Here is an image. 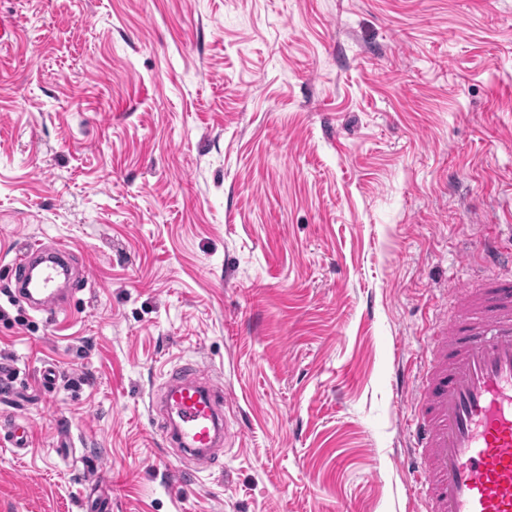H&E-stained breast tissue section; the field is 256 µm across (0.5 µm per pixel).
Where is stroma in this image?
I'll return each instance as SVG.
<instances>
[{"label":"stroma","instance_id":"stroma-1","mask_svg":"<svg viewBox=\"0 0 512 512\" xmlns=\"http://www.w3.org/2000/svg\"><path fill=\"white\" fill-rule=\"evenodd\" d=\"M0 19V430L31 429L0 441V512H422L425 339L483 241L512 250V0ZM35 244L77 264L55 319L15 296ZM187 361L224 444L183 481L150 401Z\"/></svg>","mask_w":512,"mask_h":512}]
</instances>
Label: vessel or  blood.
I'll return each mask as SVG.
<instances>
[{
    "label": "vessel or blood",
    "mask_w": 512,
    "mask_h": 512,
    "mask_svg": "<svg viewBox=\"0 0 512 512\" xmlns=\"http://www.w3.org/2000/svg\"><path fill=\"white\" fill-rule=\"evenodd\" d=\"M19 296L54 315L65 269L32 246L14 260ZM427 345L430 368L411 403L413 491L425 512H512V278L467 284ZM224 392L194 369L173 370L160 415L186 469H206L222 443Z\"/></svg>",
    "instance_id": "1"
}]
</instances>
